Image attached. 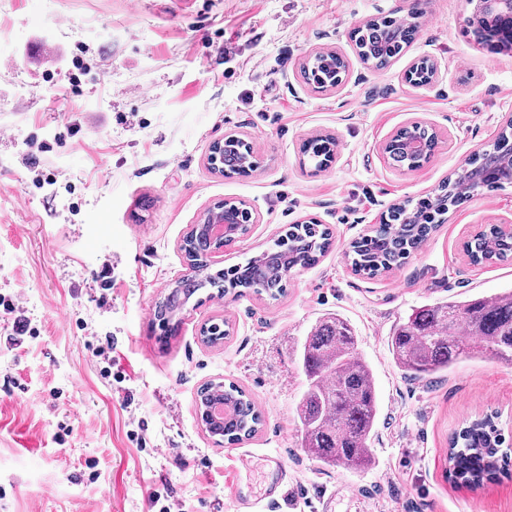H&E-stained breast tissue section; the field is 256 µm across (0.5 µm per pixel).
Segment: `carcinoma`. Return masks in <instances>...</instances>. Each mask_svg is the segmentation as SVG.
Segmentation results:
<instances>
[{
	"instance_id": "1",
	"label": "carcinoma",
	"mask_w": 512,
	"mask_h": 512,
	"mask_svg": "<svg viewBox=\"0 0 512 512\" xmlns=\"http://www.w3.org/2000/svg\"><path fill=\"white\" fill-rule=\"evenodd\" d=\"M414 26L393 17L370 20L353 32L359 55L384 67L403 50ZM322 59L311 63L322 78L324 88L339 86L346 65L336 57L329 68ZM397 164L413 168L431 151L432 132L421 124L398 135ZM335 140L315 137L302 144L301 151L317 168L334 155ZM242 143L224 141V175H243ZM479 173L481 185L495 188L512 183V158L498 150L471 161L468 169L439 187L428 208L406 204L393 207L388 221L374 234L352 246V266L356 273L375 277L418 250L436 228L434 220L448 213L462 199L459 186ZM330 232L314 221L291 224L275 247L224 272H213L207 261L209 241L202 224L185 237L181 250L193 274L176 282L156 307L155 320L163 326L180 320L189 300L205 288L223 294L236 288H254L275 298L285 293L288 273L315 263L330 246ZM476 263L506 261L512 256V239L491 227L465 243ZM393 360L410 381H423L448 371L459 358L493 356L512 362V290L469 300L439 301L417 306L407 320L397 324L388 338ZM299 364L306 389L297 405L301 447L321 467L367 469L373 462L369 442L379 417L376 382L367 362L357 352V337L339 316L316 322L299 349ZM222 403L230 414L220 420L210 418L207 408ZM196 408L213 436L230 445L252 438L263 422L262 412L239 386L209 382L197 392ZM512 464V456L502 448V438L494 417L484 415L470 421L451 438L448 448V481L478 489L500 473L501 465Z\"/></svg>"
}]
</instances>
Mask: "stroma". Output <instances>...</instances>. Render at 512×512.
<instances>
[{"label": "stroma", "instance_id": "obj_1", "mask_svg": "<svg viewBox=\"0 0 512 512\" xmlns=\"http://www.w3.org/2000/svg\"><path fill=\"white\" fill-rule=\"evenodd\" d=\"M412 5L0 0V295L20 298L36 329L14 337L0 311V512H154L150 494L163 488L184 512H233V494L271 480L272 455L289 483L263 512H512L511 479L470 490L445 477L448 438L467 418L497 414L512 447V364L462 358L442 379L413 382L387 345L415 306L512 288V259L475 265L463 251L486 225L512 221V184L470 192L383 276L354 274L346 257L394 205L435 193L491 149L512 115V52L476 49L466 0H430L389 67L361 61L351 32ZM326 49L349 68L319 91L301 65ZM423 59L437 74L416 89L405 73ZM415 121L437 135L430 162L388 164L383 143ZM229 131L252 141L251 175L208 169L211 143ZM316 135L336 140L318 171L300 154ZM225 199L256 222L215 269L312 218L333 244L292 272L285 296L208 298L163 336L154 310L188 272L182 239ZM105 263L108 286L97 277ZM330 314L349 322L380 397L366 470L319 469L300 446L298 347ZM211 320L230 324L215 347L199 336ZM107 343L106 374L96 351ZM215 379L262 411L252 439L219 444L203 430L196 393Z\"/></svg>", "mask_w": 512, "mask_h": 512}]
</instances>
